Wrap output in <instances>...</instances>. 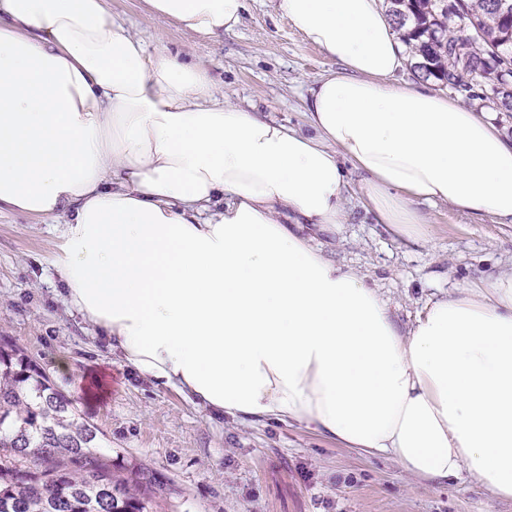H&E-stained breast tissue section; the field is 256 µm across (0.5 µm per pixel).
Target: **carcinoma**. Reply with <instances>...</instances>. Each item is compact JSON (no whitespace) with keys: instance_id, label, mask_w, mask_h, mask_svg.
<instances>
[{"instance_id":"1","label":"carcinoma","mask_w":512,"mask_h":512,"mask_svg":"<svg viewBox=\"0 0 512 512\" xmlns=\"http://www.w3.org/2000/svg\"><path fill=\"white\" fill-rule=\"evenodd\" d=\"M424 81L512 112V0H387ZM155 483L112 472L98 430L0 341V512H147Z\"/></svg>"}]
</instances>
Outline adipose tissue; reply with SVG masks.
<instances>
[{
	"mask_svg": "<svg viewBox=\"0 0 512 512\" xmlns=\"http://www.w3.org/2000/svg\"><path fill=\"white\" fill-rule=\"evenodd\" d=\"M144 3L192 38L246 9ZM276 8L337 64L303 130L219 100L205 65L146 51L110 0H0V212L65 215V304L140 374L512 499V268L404 330L304 233L343 231L349 167L400 240L431 237L418 201L512 224V140L493 113L392 83L408 47L382 0Z\"/></svg>",
	"mask_w": 512,
	"mask_h": 512,
	"instance_id": "ef3b65f1",
	"label": "adipose tissue"
}]
</instances>
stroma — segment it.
I'll list each match as a JSON object with an SVG mask.
<instances>
[{
  "mask_svg": "<svg viewBox=\"0 0 512 512\" xmlns=\"http://www.w3.org/2000/svg\"><path fill=\"white\" fill-rule=\"evenodd\" d=\"M111 8L147 48L188 51L225 100L297 129L314 84L336 68L274 0H248L236 29L192 44L169 20L146 18L143 0ZM347 180L343 232L315 239L378 290L400 327L428 302L512 267V224L422 203L433 236L416 246L374 223L357 172ZM63 228L60 218L0 214V340L22 349L104 434L113 471L153 475L163 487L156 512H512L511 499L491 498L467 477L424 480L296 423H242L122 365L103 332L64 303L51 263ZM62 357L69 373L57 370Z\"/></svg>",
  "mask_w": 512,
  "mask_h": 512,
  "instance_id": "obj_1",
  "label": "stroma"
}]
</instances>
